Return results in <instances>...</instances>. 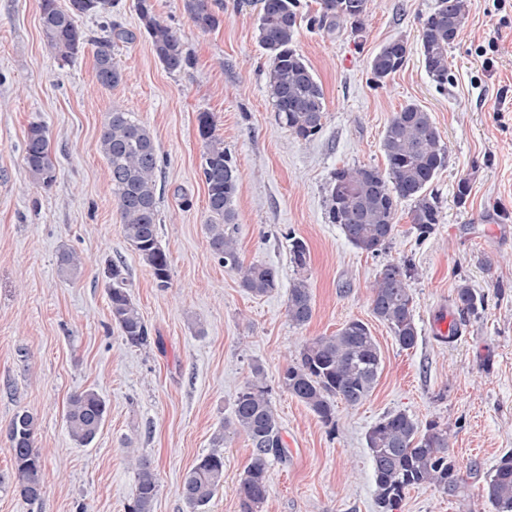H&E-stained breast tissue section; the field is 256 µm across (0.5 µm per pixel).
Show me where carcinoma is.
<instances>
[{"mask_svg": "<svg viewBox=\"0 0 512 512\" xmlns=\"http://www.w3.org/2000/svg\"><path fill=\"white\" fill-rule=\"evenodd\" d=\"M256 31L260 47L270 59L268 86L279 122L298 139H308L323 127L325 95L296 45L303 20L300 0H259ZM372 0H321V12L308 22L319 29L336 30L344 23L359 29L370 12ZM184 7L197 26L214 29L221 19L209 0H184ZM112 0H68L65 9L57 0H41V25L46 46L63 61L76 55L86 43L77 25L83 16L107 14ZM141 25L158 61L170 72L188 62L182 44L172 30L154 14L150 0H137ZM466 19L464 0H437L423 22L420 51L427 72L439 85L448 83V47ZM106 36L95 40V69L99 84L112 88L122 73L112 54L116 41L130 39L129 33L107 25ZM409 55L407 42L392 40L377 51L370 62L376 82H384L403 67ZM198 131L204 141L201 174L207 187L209 245L218 262L240 276L241 285L256 296L266 295L279 285L278 271L264 264L245 265L229 225L236 221L234 202L238 173L224 141L215 135L210 112L198 114ZM381 148L385 171L374 167L335 169L327 184L325 207L330 223L341 227L346 239L358 250L377 255L385 249L395 229L398 203H414L412 221L419 234L431 233L440 223V210L427 189L446 163L447 148L429 112L414 103L393 115L385 127ZM110 178L112 197L121 215V232L126 241L151 268L158 286H167L170 265L158 239L156 171L159 157L150 130L130 112L120 108L109 113L100 137ZM25 165L33 182L49 186L55 180L48 132L41 123L30 124ZM291 262L302 270L307 265L306 243L291 239ZM112 320L125 341L145 345L149 330L126 288L124 268L105 259ZM410 264L389 262L372 285V313L386 324L403 349L415 346L419 331L415 322V299L409 284ZM454 304L463 314L474 315L481 299L466 284L455 289ZM312 294L306 279L293 281L288 292V316L302 326L312 317ZM382 367L378 343L368 326L350 320L331 336L306 343L296 363L285 368L282 386L304 403L325 424L334 422L336 399L349 405L366 400L376 386ZM107 417L105 401L86 390L71 397L65 413L68 433L81 446L90 445ZM234 425L251 440L255 456L238 487L240 512H260L267 497V458H282L287 452L277 414L268 398L264 374L255 367L253 380L241 389L234 403ZM34 417L26 411L11 421L8 440L14 464L15 491L26 501L42 491L43 460L34 448ZM373 463L378 512H400L406 492L428 486L455 496L462 477L448 454V428L431 422L422 427L405 412L379 419L366 434ZM137 483L126 512H152L157 496L156 474L150 462L134 461ZM224 482V456L212 452L201 457L186 474L182 495L193 512L207 506ZM491 512H512V453L500 457L486 479Z\"/></svg>", "mask_w": 512, "mask_h": 512, "instance_id": "1", "label": "carcinoma"}]
</instances>
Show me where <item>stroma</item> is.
Wrapping results in <instances>:
<instances>
[{
	"instance_id": "obj_1",
	"label": "stroma",
	"mask_w": 512,
	"mask_h": 512,
	"mask_svg": "<svg viewBox=\"0 0 512 512\" xmlns=\"http://www.w3.org/2000/svg\"><path fill=\"white\" fill-rule=\"evenodd\" d=\"M157 19L180 38L188 63L166 70L140 24L136 0H118L107 18L78 26L88 42L73 58L51 55L41 0H0V512H124L147 458L158 479L153 512H190L182 481L197 460L224 456V483L205 512H239L238 484L251 464L248 436L228 428L237 393L262 367L268 397L287 444L269 458L262 512H378L365 435L383 416L403 411L438 422L464 481L461 496L408 491L401 512H489L485 475L512 451V0H465L466 22L448 49V83L428 75L421 24L436 0H373L361 31L301 25L297 48L320 80L321 131L295 138L274 112L270 61L256 38L257 0H211L217 29H200L184 0H152ZM131 33L113 53L122 71L112 88L96 79L95 46L104 22ZM401 38L410 54L385 82L370 60ZM414 103L429 112L447 146L445 167L428 189L441 220L424 237L414 204L401 201L395 230L378 255L363 253L330 223L324 206L334 169H385L381 140L395 112ZM134 113L154 137L158 233L170 282L150 268L121 233L120 213L100 152L112 108ZM212 113L239 172L237 239L244 264L279 272V286L256 296L214 257L207 233V189L199 113ZM50 139L56 179L32 182L24 161L31 123ZM470 191L458 200L457 186ZM309 250L305 269L290 261L291 238ZM82 259L61 271V251ZM126 269L127 289L152 336L125 342L113 322L105 258ZM409 261L419 338L400 348L372 313V284L384 264ZM306 278L313 315L288 317V289ZM480 296L477 315L461 320L458 285ZM367 323L383 357L372 394L336 403L324 424L280 383L302 346L346 322ZM451 320L454 342L438 326ZM92 390L108 407L92 444L69 436L70 397ZM36 423L44 461L40 498L13 490L8 427L16 412Z\"/></svg>"
}]
</instances>
